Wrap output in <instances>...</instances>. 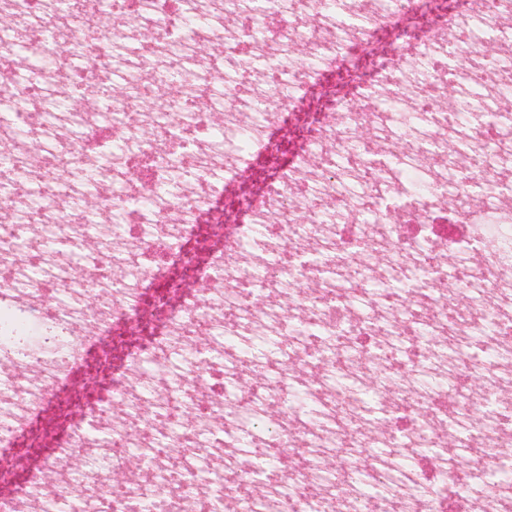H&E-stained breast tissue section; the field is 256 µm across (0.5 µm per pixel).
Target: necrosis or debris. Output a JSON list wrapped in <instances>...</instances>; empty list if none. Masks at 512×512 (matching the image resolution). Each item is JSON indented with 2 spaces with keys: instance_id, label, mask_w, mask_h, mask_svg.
Returning a JSON list of instances; mask_svg holds the SVG:
<instances>
[{
  "instance_id": "obj_1",
  "label": "necrosis or debris",
  "mask_w": 512,
  "mask_h": 512,
  "mask_svg": "<svg viewBox=\"0 0 512 512\" xmlns=\"http://www.w3.org/2000/svg\"><path fill=\"white\" fill-rule=\"evenodd\" d=\"M0 16V512H512V0Z\"/></svg>"
}]
</instances>
